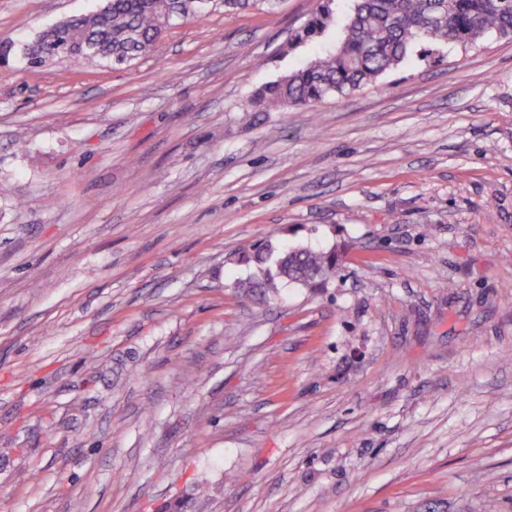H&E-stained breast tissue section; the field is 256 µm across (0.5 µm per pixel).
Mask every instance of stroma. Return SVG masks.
<instances>
[{"label":"stroma","instance_id":"1","mask_svg":"<svg viewBox=\"0 0 512 512\" xmlns=\"http://www.w3.org/2000/svg\"><path fill=\"white\" fill-rule=\"evenodd\" d=\"M100 4L0 0V512H512V38L308 110L246 106L316 0L27 66ZM273 251L269 245L259 246L245 258L258 268L254 280L241 284L251 292L264 295L274 292L278 282H289L303 288H322L338 272V256L335 249L313 250L296 246L281 253L271 263Z\"/></svg>","mask_w":512,"mask_h":512}]
</instances>
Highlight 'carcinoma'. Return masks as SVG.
I'll use <instances>...</instances> for the list:
<instances>
[{
    "label": "carcinoma",
    "mask_w": 512,
    "mask_h": 512,
    "mask_svg": "<svg viewBox=\"0 0 512 512\" xmlns=\"http://www.w3.org/2000/svg\"><path fill=\"white\" fill-rule=\"evenodd\" d=\"M276 2L210 0V6L231 13L258 6L272 9ZM201 13L198 0H112L107 12L77 17L53 38L74 52L92 43L98 51L92 60L107 63L118 58L129 65L156 47L170 18L192 19ZM335 14V0H319L288 45L324 36ZM492 32L512 37V0H354L337 40L324 43L316 59L258 90L250 106L310 109L330 96L376 81L423 40L472 47ZM272 255L266 245L245 258L258 268V275L241 287L263 294L283 281L322 288L338 272L334 249L296 246L275 259Z\"/></svg>",
    "instance_id": "cac0c4a2"
}]
</instances>
